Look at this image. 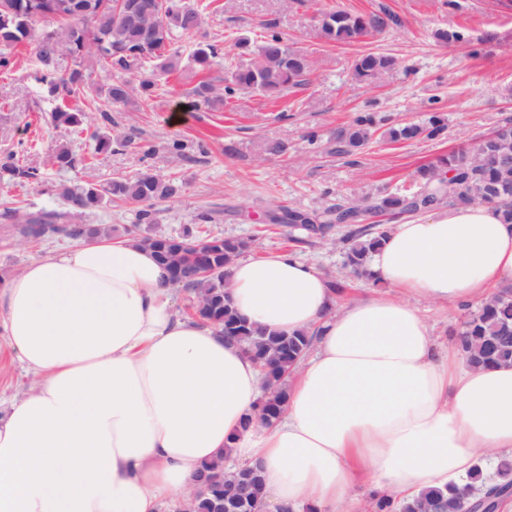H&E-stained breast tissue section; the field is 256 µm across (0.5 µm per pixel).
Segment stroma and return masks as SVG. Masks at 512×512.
<instances>
[{
    "label": "stroma",
    "mask_w": 512,
    "mask_h": 512,
    "mask_svg": "<svg viewBox=\"0 0 512 512\" xmlns=\"http://www.w3.org/2000/svg\"><path fill=\"white\" fill-rule=\"evenodd\" d=\"M206 21L195 34L176 39L182 56L200 41L222 44L223 59L210 70L182 63L168 75L147 105L106 108L100 99L69 100L87 112L82 129L55 125L53 105L34 80L36 62L29 46H19L12 70L0 72V157L16 154L20 163L40 169L46 185L18 186L0 180V206L59 209L57 184H83L109 177H132L148 170L183 182L184 194L156 206L154 228L177 235L188 224L199 236L222 233L252 242L251 254L281 249L313 263L323 274L343 280L345 300L385 291L386 286L352 276L344 266L345 245L337 237L294 243L288 229L264 223L278 207L321 209L396 190L415 188V173L439 157L488 135L512 120V0H198ZM341 8L383 18L382 28L358 41L331 43L321 34L322 10ZM284 37L311 60L301 86L278 100L257 91H235L215 112L187 109L201 81L226 84L231 70L253 61L236 47L237 38L258 44L265 30ZM461 32L462 42L439 39V32ZM375 52L395 58L394 70L372 79L354 78L359 55ZM109 119H102V110ZM360 112H375L394 123H423L441 114L446 128L435 139L392 143L375 136L353 154L336 151V132ZM130 133L132 144L96 154L95 136ZM286 144V155L267 154L265 144ZM67 144L84 161L57 170L52 155ZM209 215L206 224L199 215ZM51 241L29 244L0 238V280L44 255ZM417 306L438 342L451 338L468 307L430 300ZM0 333V398H22L36 378L6 356Z\"/></svg>",
    "instance_id": "35a3bbf8"
}]
</instances>
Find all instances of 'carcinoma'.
Here are the masks:
<instances>
[{"instance_id":"obj_1","label":"carcinoma","mask_w":512,"mask_h":512,"mask_svg":"<svg viewBox=\"0 0 512 512\" xmlns=\"http://www.w3.org/2000/svg\"><path fill=\"white\" fill-rule=\"evenodd\" d=\"M136 17L125 14L120 0H0V70L15 65L14 50L27 44L40 70L38 81L43 96L56 103L52 117L56 124L79 126L86 113L66 105V98L90 93L107 105H127L135 100L147 103L158 95L160 79L176 70L180 52L172 48L176 38L198 32L205 20L203 10L191 0H137ZM50 14L56 27L37 30L39 18ZM384 21L327 9L320 16L322 35L334 42H349L378 29ZM222 56L212 43L196 48L190 56L199 70H207ZM112 74V81L99 83L93 78L94 66ZM396 61L387 55L366 54L354 60L353 76L367 79L387 73ZM309 68L307 58L293 50L277 33L263 37L255 61L234 69L229 85L218 93L202 81L192 91V108L218 111L237 90H254L279 97L288 89L302 84ZM383 119L372 112H361L336 135L338 151L352 154L365 148L378 131L393 143L414 140L422 135L434 137L442 130V119L435 115L428 125L406 123L381 129ZM79 159L72 150L60 144L53 154V164L60 170L76 168ZM0 178L18 184L40 183L34 167L25 166L12 154L0 160ZM420 188L409 193H388L365 198L347 205L338 204L321 210L305 211L280 207L271 218L274 224L295 227L299 224H334L344 228L343 240L349 243L345 264L357 275L370 276L368 263L388 235L385 224L368 222V215L389 216L418 214L423 205L443 206L474 203L496 205L503 218L512 222V121L499 125L477 145L448 153L417 171ZM182 182L163 178L150 171L135 177H111L101 183L62 184L59 195L61 210L23 212L7 207L0 213V225L28 243L49 239L55 226L66 225L69 237L88 240L110 237L115 229L110 224H82L85 215L112 202L140 206L138 229H127L125 235L155 252L166 267L198 265L208 274L190 280L184 288L195 294V315L213 325L219 333L244 346L267 375L272 396L260 407L265 420L278 415L286 401L281 387L282 373L295 368L305 358L314 334L292 335L267 331L249 324L231 305L225 291L224 265L247 252L244 242L220 233L198 237L192 227L183 228L181 237L187 248L168 255L155 251L163 236L153 233V211L156 205L179 198ZM467 363L492 366L512 363V289L502 288L491 295L475 311L468 314L455 338ZM205 488L197 499L196 512H219L225 505L232 512H260L263 505L261 479L249 470L236 480L224 477L223 461L203 466L196 477ZM497 489L512 495V460L502 459L491 475L476 466L461 488H431L412 499L383 496L373 505L374 512H447L453 503L469 504L478 491Z\"/></svg>"}]
</instances>
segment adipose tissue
<instances>
[{
  "instance_id": "obj_1",
  "label": "adipose tissue",
  "mask_w": 512,
  "mask_h": 512,
  "mask_svg": "<svg viewBox=\"0 0 512 512\" xmlns=\"http://www.w3.org/2000/svg\"><path fill=\"white\" fill-rule=\"evenodd\" d=\"M370 268L387 291L343 303L287 252L227 267L251 324L317 332L268 425L259 364L178 316L150 250L98 238L32 259L0 285V329L37 377L0 412V512H160L217 459L258 467L272 510L339 512L359 483L412 497L461 484L477 454L512 458V364H467L416 305L512 282V224L488 204L409 219Z\"/></svg>"
}]
</instances>
